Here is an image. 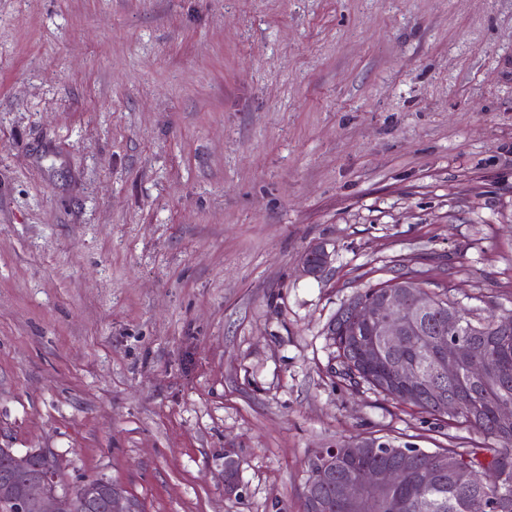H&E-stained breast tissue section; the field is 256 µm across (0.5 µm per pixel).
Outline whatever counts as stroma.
Wrapping results in <instances>:
<instances>
[{
  "label": "stroma",
  "instance_id": "stroma-1",
  "mask_svg": "<svg viewBox=\"0 0 512 512\" xmlns=\"http://www.w3.org/2000/svg\"><path fill=\"white\" fill-rule=\"evenodd\" d=\"M400 273L512 311V0H0V446L139 512H301L350 437L475 447L334 372ZM331 264V255L322 246H310L301 257L302 272L310 277L323 274Z\"/></svg>",
  "mask_w": 512,
  "mask_h": 512
}]
</instances>
